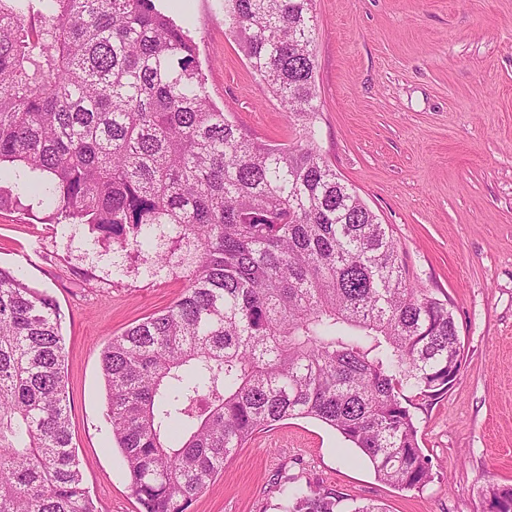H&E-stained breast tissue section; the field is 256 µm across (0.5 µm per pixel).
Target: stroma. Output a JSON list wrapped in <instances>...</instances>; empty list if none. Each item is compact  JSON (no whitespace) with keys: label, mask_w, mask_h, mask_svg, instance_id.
I'll use <instances>...</instances> for the list:
<instances>
[{"label":"stroma","mask_w":512,"mask_h":512,"mask_svg":"<svg viewBox=\"0 0 512 512\" xmlns=\"http://www.w3.org/2000/svg\"><path fill=\"white\" fill-rule=\"evenodd\" d=\"M189 33L212 102L251 137L296 141L285 112L224 31L223 0H158ZM315 141L403 252L413 285L448 299L463 361L437 399L413 398L438 475L420 491L375 476L361 452L311 418L257 433L188 512H279L295 485L388 512H490L512 485V0H314ZM0 208V266L64 315L72 443L99 512H141L105 418L108 339L187 285L85 224H56L37 198Z\"/></svg>","instance_id":"stroma-1"}]
</instances>
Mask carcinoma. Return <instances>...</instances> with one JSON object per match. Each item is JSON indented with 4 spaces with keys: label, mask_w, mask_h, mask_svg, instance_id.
<instances>
[{
    "label": "carcinoma",
    "mask_w": 512,
    "mask_h": 512,
    "mask_svg": "<svg viewBox=\"0 0 512 512\" xmlns=\"http://www.w3.org/2000/svg\"><path fill=\"white\" fill-rule=\"evenodd\" d=\"M254 74L303 121L256 141L215 107L156 0H0V166L121 246L176 233L184 293L101 353L106 416L143 512H187L258 430L312 418L401 490L434 480L403 391L448 393V300L409 283L389 226L313 140V0H224ZM56 299L0 267V512H98L72 446ZM282 512H338L283 489ZM492 508L512 485L486 489Z\"/></svg>",
    "instance_id": "obj_1"
}]
</instances>
